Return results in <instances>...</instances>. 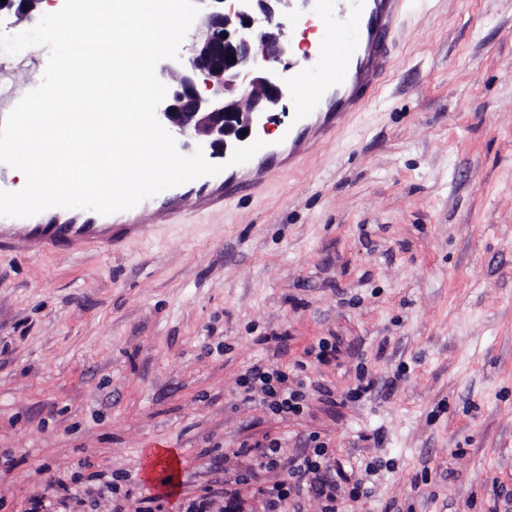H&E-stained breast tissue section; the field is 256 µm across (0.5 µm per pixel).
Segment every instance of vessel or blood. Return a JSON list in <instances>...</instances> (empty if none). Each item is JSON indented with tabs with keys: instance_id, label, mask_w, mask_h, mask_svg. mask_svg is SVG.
<instances>
[{
	"instance_id": "vessel-or-blood-1",
	"label": "vessel or blood",
	"mask_w": 512,
	"mask_h": 512,
	"mask_svg": "<svg viewBox=\"0 0 512 512\" xmlns=\"http://www.w3.org/2000/svg\"><path fill=\"white\" fill-rule=\"evenodd\" d=\"M294 16L317 23L321 35L315 53L288 73L290 88H302L294 112L281 123L279 137L297 144L313 129L328 130L363 104L365 88L375 86L389 56V41L401 20V0H289ZM240 166L195 180L199 190L223 182L224 196H236ZM112 216L90 210L52 208L28 218L0 217V252L19 247L119 248Z\"/></svg>"
}]
</instances>
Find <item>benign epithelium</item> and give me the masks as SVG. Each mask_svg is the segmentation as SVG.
I'll list each match as a JSON object with an SVG mask.
<instances>
[{
	"mask_svg": "<svg viewBox=\"0 0 512 512\" xmlns=\"http://www.w3.org/2000/svg\"><path fill=\"white\" fill-rule=\"evenodd\" d=\"M44 0H0V18L33 20ZM202 34L188 61L164 59L157 77L167 94L159 122L211 157H224L251 135L254 119L276 107L285 86L272 66L288 55L280 0H203Z\"/></svg>",
	"mask_w": 512,
	"mask_h": 512,
	"instance_id": "1",
	"label": "benign epithelium"
}]
</instances>
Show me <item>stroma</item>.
I'll use <instances>...</instances> for the list:
<instances>
[{"label":"stroma","mask_w":512,"mask_h":512,"mask_svg":"<svg viewBox=\"0 0 512 512\" xmlns=\"http://www.w3.org/2000/svg\"><path fill=\"white\" fill-rule=\"evenodd\" d=\"M390 57L259 192L175 222L161 192L116 250L0 254V512L95 474L113 499L66 512H184L267 434L282 465L240 488L265 512L313 433L369 489L342 512H512V0H406ZM255 365L323 390L280 419L243 399Z\"/></svg>","instance_id":"obj_1"}]
</instances>
